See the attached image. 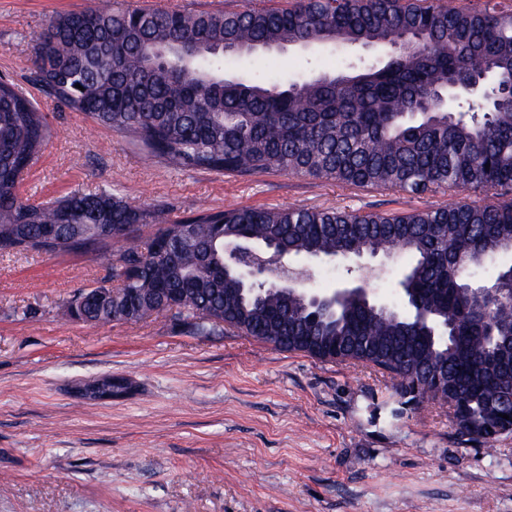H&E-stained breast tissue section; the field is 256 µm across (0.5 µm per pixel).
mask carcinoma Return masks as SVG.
<instances>
[{"instance_id":"carcinoma-1","label":"carcinoma","mask_w":512,"mask_h":512,"mask_svg":"<svg viewBox=\"0 0 512 512\" xmlns=\"http://www.w3.org/2000/svg\"><path fill=\"white\" fill-rule=\"evenodd\" d=\"M317 46L372 49L383 62L298 82L224 75L229 53ZM32 51L44 92L172 168L278 171L418 196L443 190L453 200L390 213L203 207L174 222L162 207L105 188L32 200L18 174L54 132L34 98L1 79L0 252H97L110 271L97 287L147 289L143 319L169 312L164 289L176 288L199 310L177 316L200 334L227 325L319 361L378 369L402 395L452 402L457 433L486 447L512 425V403L503 402L512 396V300L489 304L469 288L478 270L512 254V4L294 0L186 12L101 0L50 17ZM483 76L490 97L448 107L455 88ZM471 190L490 198H457ZM146 224L159 229L122 245ZM232 242L273 244L288 260L404 256L402 303L386 312L351 296L322 311L305 292L309 281L252 292L224 266ZM84 317L114 322L107 306Z\"/></svg>"}]
</instances>
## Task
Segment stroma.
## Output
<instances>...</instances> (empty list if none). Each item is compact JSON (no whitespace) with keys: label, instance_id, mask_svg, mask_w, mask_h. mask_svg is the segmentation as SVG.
<instances>
[{"label":"stroma","instance_id":"1","mask_svg":"<svg viewBox=\"0 0 512 512\" xmlns=\"http://www.w3.org/2000/svg\"><path fill=\"white\" fill-rule=\"evenodd\" d=\"M94 0H0V76L55 130L22 191L47 199L112 189L179 219L199 207L412 211L447 203L278 172L249 177L148 157L33 82L32 40ZM374 51L285 49L229 73L299 80L373 62ZM106 271L91 254L0 253V512H512V436H457L448 409L402 398L353 362H321L226 328L179 319L93 325L66 303ZM129 395L82 398L104 377Z\"/></svg>","mask_w":512,"mask_h":512}]
</instances>
